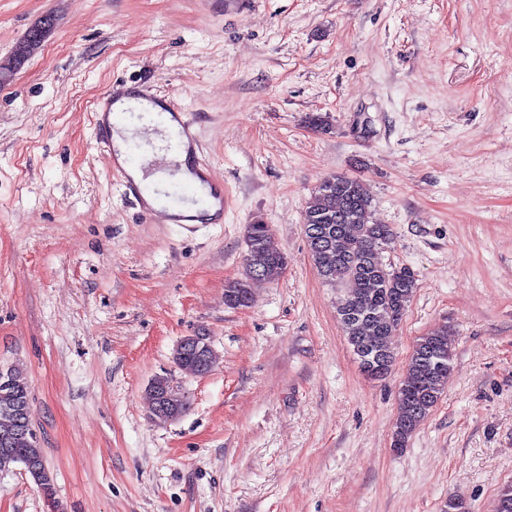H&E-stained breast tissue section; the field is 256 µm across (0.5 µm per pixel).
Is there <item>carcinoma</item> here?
<instances>
[{
	"mask_svg": "<svg viewBox=\"0 0 512 512\" xmlns=\"http://www.w3.org/2000/svg\"><path fill=\"white\" fill-rule=\"evenodd\" d=\"M309 253L319 275L339 282L343 294L336 313L353 351L371 347L389 374L395 362L388 339L398 329L418 288L414 271L383 261L382 249L393 236L388 224L372 217V200L365 183L344 174L322 180L303 213ZM243 277L224 286V303L247 307L253 280L276 281L288 261L265 227L246 229ZM448 328L439 327L418 337L406 364L398 393V417L393 447L404 448L420 424L436 408L453 371ZM175 364L189 375H199L193 347L175 355ZM151 414L160 421L175 420L189 409L187 398L164 377L153 380ZM20 464L37 487L53 495V476L31 426L30 393L18 370L0 371V470Z\"/></svg>",
	"mask_w": 512,
	"mask_h": 512,
	"instance_id": "carcinoma-1",
	"label": "carcinoma"
}]
</instances>
